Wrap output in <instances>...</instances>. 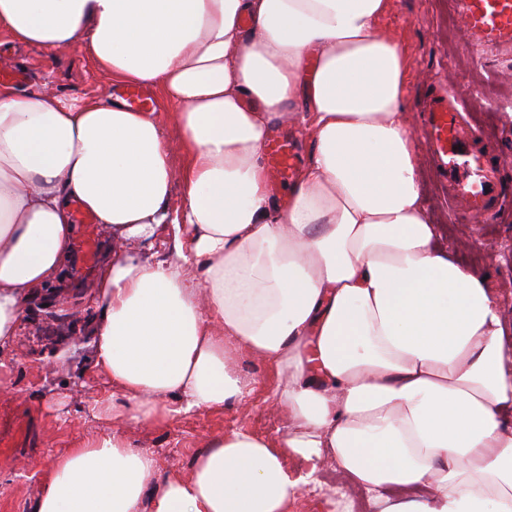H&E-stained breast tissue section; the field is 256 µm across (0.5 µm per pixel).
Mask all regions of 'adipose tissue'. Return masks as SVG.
I'll list each match as a JSON object with an SVG mask.
<instances>
[{"label":"adipose tissue","instance_id":"obj_1","mask_svg":"<svg viewBox=\"0 0 512 512\" xmlns=\"http://www.w3.org/2000/svg\"><path fill=\"white\" fill-rule=\"evenodd\" d=\"M391 0H0V33L89 55L73 98L0 83V381L32 300L62 280L79 203L110 237L82 371L105 432L56 453L32 512H290L326 460L378 512H512V348L477 270L439 243L404 109ZM313 150L271 196L264 148ZM172 235L169 258L144 237ZM273 364L271 440L210 438L189 476L127 429L243 402L236 357Z\"/></svg>","mask_w":512,"mask_h":512}]
</instances>
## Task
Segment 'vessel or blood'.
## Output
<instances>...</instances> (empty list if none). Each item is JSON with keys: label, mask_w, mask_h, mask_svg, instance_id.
Wrapping results in <instances>:
<instances>
[{"label": "vessel or blood", "mask_w": 512, "mask_h": 512, "mask_svg": "<svg viewBox=\"0 0 512 512\" xmlns=\"http://www.w3.org/2000/svg\"><path fill=\"white\" fill-rule=\"evenodd\" d=\"M459 18L479 46L512 43V0H460ZM420 118L433 145L436 174L448 191L450 210L494 218L500 199L497 167L473 148L474 130L459 98L433 91L422 105ZM267 156L276 183L292 180L297 161L292 141L271 140Z\"/></svg>", "instance_id": "1"}]
</instances>
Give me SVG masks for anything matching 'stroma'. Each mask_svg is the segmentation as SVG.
Instances as JSON below:
<instances>
[{"label": "stroma", "instance_id": "1", "mask_svg": "<svg viewBox=\"0 0 512 512\" xmlns=\"http://www.w3.org/2000/svg\"><path fill=\"white\" fill-rule=\"evenodd\" d=\"M457 17V0H392L381 30L405 47L414 76L407 88L406 111L421 155V191L432 219L443 225L448 248L458 261L486 275V286L512 329V45L479 48L457 24ZM2 70L25 72L24 90L48 84L67 97L92 95L110 84L78 51L47 54L25 45L4 47ZM439 84L456 93L465 87L474 90L464 99L465 110L486 132L490 156L501 162L502 199L493 221L453 216L442 197L418 119L425 98ZM107 240L104 225H95L90 260L74 255L67 265L61 319L35 305L15 343L13 375L0 386V512H32L41 467L60 449L104 427L81 409L95 386H83L74 374L45 381L37 359L85 341L90 316L85 297ZM240 368L257 381L244 409H201L162 429L134 430L133 438L156 453L163 470L185 476L195 453L214 434L240 425L264 436L276 434L281 422L268 401L275 386L268 365L244 358Z\"/></svg>", "mask_w": 512, "mask_h": 512}]
</instances>
